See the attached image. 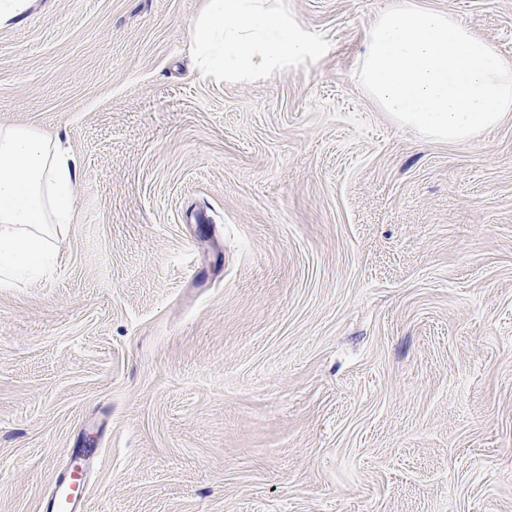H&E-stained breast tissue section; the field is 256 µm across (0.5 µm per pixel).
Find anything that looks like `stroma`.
Segmentation results:
<instances>
[{"label": "stroma", "mask_w": 512, "mask_h": 512, "mask_svg": "<svg viewBox=\"0 0 512 512\" xmlns=\"http://www.w3.org/2000/svg\"><path fill=\"white\" fill-rule=\"evenodd\" d=\"M392 0H285L324 47L203 77L205 0H30L0 124L77 217L0 288V512L73 451L87 512H512V113L465 142L356 80ZM512 62V0H424Z\"/></svg>", "instance_id": "35a3bbf8"}]
</instances>
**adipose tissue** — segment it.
<instances>
[{"label":"adipose tissue","instance_id":"obj_1","mask_svg":"<svg viewBox=\"0 0 512 512\" xmlns=\"http://www.w3.org/2000/svg\"><path fill=\"white\" fill-rule=\"evenodd\" d=\"M204 76L249 81L323 52L282 0H206L189 30ZM77 167L59 139L0 125V288L41 278L53 265L50 227L73 223Z\"/></svg>","mask_w":512,"mask_h":512}]
</instances>
